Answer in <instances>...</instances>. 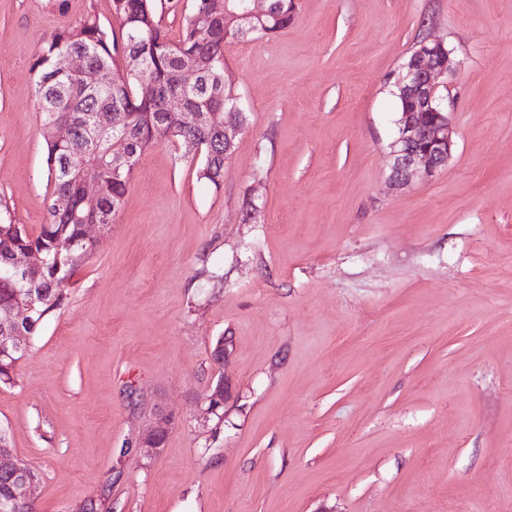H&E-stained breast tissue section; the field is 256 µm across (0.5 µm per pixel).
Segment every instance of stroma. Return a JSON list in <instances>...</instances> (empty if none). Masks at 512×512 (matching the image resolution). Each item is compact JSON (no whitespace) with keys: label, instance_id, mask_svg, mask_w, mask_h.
Wrapping results in <instances>:
<instances>
[{"label":"stroma","instance_id":"35a3bbf8","mask_svg":"<svg viewBox=\"0 0 512 512\" xmlns=\"http://www.w3.org/2000/svg\"><path fill=\"white\" fill-rule=\"evenodd\" d=\"M295 3L224 47L245 124L222 186L178 141L146 151L0 384L37 512H512V0ZM89 14L118 30L112 0H0V202L33 233L32 62ZM424 38L457 62L455 146L396 189L391 90ZM170 425V417H159L152 428L147 431L142 441V447L145 449L146 455L152 457L159 453L161 449L160 438L168 432Z\"/></svg>","mask_w":512,"mask_h":512}]
</instances>
